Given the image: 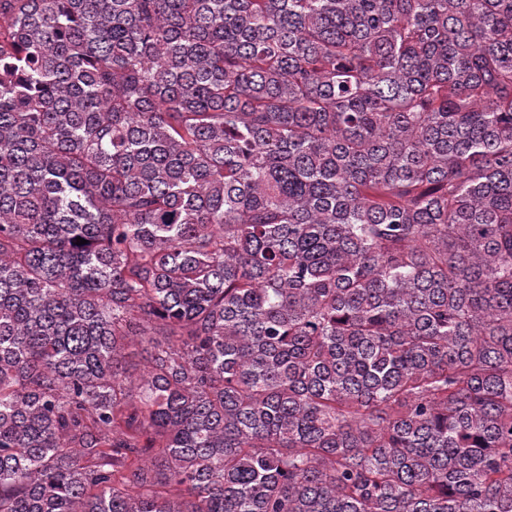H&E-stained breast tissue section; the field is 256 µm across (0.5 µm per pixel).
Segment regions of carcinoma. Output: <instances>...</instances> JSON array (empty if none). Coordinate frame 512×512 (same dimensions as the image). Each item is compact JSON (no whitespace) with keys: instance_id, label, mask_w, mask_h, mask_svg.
<instances>
[{"instance_id":"cac0c4a2","label":"carcinoma","mask_w":512,"mask_h":512,"mask_svg":"<svg viewBox=\"0 0 512 512\" xmlns=\"http://www.w3.org/2000/svg\"><path fill=\"white\" fill-rule=\"evenodd\" d=\"M0 512H512V0H0Z\"/></svg>"}]
</instances>
